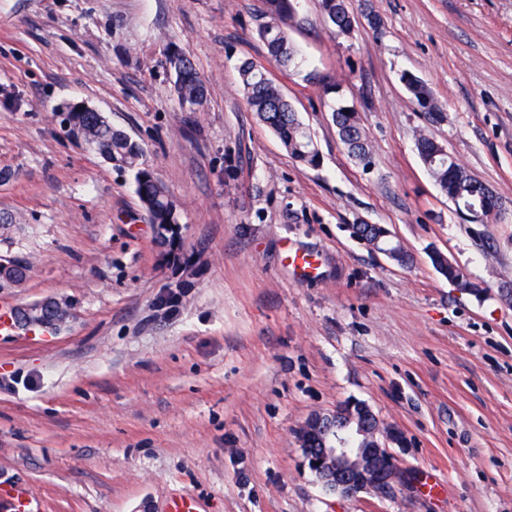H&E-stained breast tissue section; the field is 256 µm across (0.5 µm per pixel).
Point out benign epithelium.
Here are the masks:
<instances>
[{
  "label": "benign epithelium",
  "mask_w": 512,
  "mask_h": 512,
  "mask_svg": "<svg viewBox=\"0 0 512 512\" xmlns=\"http://www.w3.org/2000/svg\"><path fill=\"white\" fill-rule=\"evenodd\" d=\"M26 310L36 325L52 331L60 330L71 317L70 305L52 298L33 303ZM335 422L336 412L317 411L297 430L304 463L317 474L319 483L343 498H354L368 491L380 496L394 494L405 473L398 466L388 443L397 442L399 434L377 418L361 430L363 435H372L370 448L353 447L351 437L340 429L325 446L309 447L312 438L327 434Z\"/></svg>",
  "instance_id": "1"
}]
</instances>
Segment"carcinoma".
Returning a JSON list of instances; mask_svg holds the SVG:
<instances>
[{"label":"carcinoma","mask_w":512,"mask_h":512,"mask_svg":"<svg viewBox=\"0 0 512 512\" xmlns=\"http://www.w3.org/2000/svg\"><path fill=\"white\" fill-rule=\"evenodd\" d=\"M321 10L323 21L336 33L348 34L353 30L356 19L349 11L347 0H321ZM294 15L295 0H263L258 37L270 58L285 68L294 63L297 57V50L287 32ZM168 61L176 76L174 89L181 106L191 112L196 111L207 99L205 81L183 53H171ZM239 73L249 109L277 135L293 158L312 167L318 166V149L280 87L251 61L242 62ZM401 81L424 111L427 121L432 125L439 123L443 116L429 86L409 72L401 75ZM59 111L67 113L70 128L82 126L87 130L91 138L87 143L88 148L117 167L136 170L137 193L156 239L171 249L177 246L180 243V232L175 205L165 186L154 178L149 169L141 166L143 149L124 132L113 127L100 112H83L68 103L62 105ZM330 112L338 137L351 157L363 167H370L372 150L359 110L353 105L344 109L333 106ZM416 144L421 160L441 194L448 200L485 217L500 211L499 197L483 182L466 174L448 149L431 134L425 130L419 131ZM352 232L389 257L398 256L409 260V255L400 244L393 243L389 231L379 224H354ZM430 259L436 271L446 279L458 282L459 287L470 292L478 291V286L469 281L461 269L448 266V258L443 253L434 251Z\"/></svg>","instance_id":"cac0c4a2"}]
</instances>
